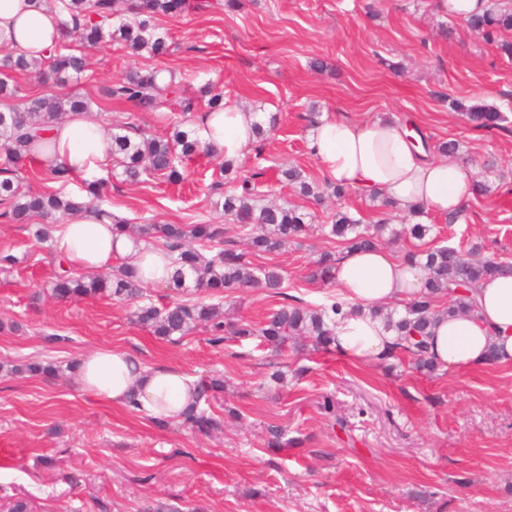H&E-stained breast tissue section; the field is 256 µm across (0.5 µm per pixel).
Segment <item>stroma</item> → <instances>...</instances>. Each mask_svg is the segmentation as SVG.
<instances>
[{
  "label": "stroma",
  "instance_id": "1",
  "mask_svg": "<svg viewBox=\"0 0 512 512\" xmlns=\"http://www.w3.org/2000/svg\"><path fill=\"white\" fill-rule=\"evenodd\" d=\"M187 2L181 15L159 19L172 37L168 55L135 58L116 43L89 53L73 86L93 100L105 127L127 123L157 136L171 128V114L102 99V87L128 69L175 72L190 96L218 85L226 101L260 120L278 117L276 130L238 160L240 175L261 171L264 202L303 206L319 224L339 208L367 223L387 220L381 246L401 258L413 242L400 236L397 214L355 195L314 205L280 171L290 163L325 183L308 148L309 113L407 116L431 140H458L465 170L487 160L499 169L488 178L490 193L473 195L456 224L428 216L430 244L476 245L512 261V127L480 130L449 106L478 97L512 119V57L436 0H240L234 10ZM315 59L326 70L312 69ZM187 171L179 184L113 180V213L135 224H220L226 239L238 240L210 191L225 179L218 160L199 156ZM342 249L313 233L252 256L254 266L278 267L283 286L225 297V315L258 324L292 298L323 303L335 288L309 273L322 253ZM0 250L19 259L0 270V512L18 498L31 512H142L160 502L180 512H512V364L429 372L403 354L384 362L310 347L275 353L254 338L215 346L202 325L166 340L132 322L128 302L53 298L59 258L29 225L0 218ZM104 345L199 381L223 377L214 408L236 409L238 420L206 437L94 399L72 365ZM48 361L59 366L57 378L9 371ZM276 370L286 373L285 386L271 385ZM327 398L333 411L322 407ZM270 425L300 447L268 448Z\"/></svg>",
  "mask_w": 512,
  "mask_h": 512
}]
</instances>
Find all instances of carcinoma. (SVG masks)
<instances>
[{"label":"carcinoma","instance_id":"obj_1","mask_svg":"<svg viewBox=\"0 0 512 512\" xmlns=\"http://www.w3.org/2000/svg\"><path fill=\"white\" fill-rule=\"evenodd\" d=\"M186 7V0H55L52 10L60 19L62 38L42 60L30 62L23 56L0 47V217L25 224L37 217L41 223L32 227V236L44 243L51 239L53 226L72 213L95 210L104 212L107 202L103 194L104 182L86 188L88 200L68 190L74 176L59 168L43 173V179L57 185L55 190L41 193L25 192L21 188L20 170L30 159L29 147L34 136L43 128L59 121L71 112L91 110L89 98L77 92H58L49 96L30 99L22 94L16 84L15 74L27 73L37 78H51L65 83L83 74L87 68L86 56L81 49L100 46L112 39L119 42L132 56L148 53L152 57L169 54L168 34L158 24L161 15L176 16ZM467 23L485 42L496 44L506 55H512V43L498 41L501 32L512 29V6L491 3L481 13H473ZM160 71L130 69L124 77L103 90L112 101L133 104L141 112H161L171 109L179 86L173 81L158 82ZM451 109L462 113L476 128L502 127L506 116L497 107L481 101L465 103L454 100ZM129 127L120 125L112 132V155L121 167L120 176L125 181L141 182L147 178H159L170 183L183 179L188 162L204 153L215 155L195 137L193 128L179 123L167 136L143 133L132 137ZM288 184L299 189L305 197L322 203L327 197L341 200L355 190L331 182L320 190L307 180L304 171L290 166L281 170ZM224 218L238 225L241 235L254 251L275 253L287 244L300 240L316 230L341 240L344 248H367L380 245L382 223L364 224L348 212L338 210L330 224L312 227L313 214L296 205L284 202L280 205L258 206V189L244 178L232 182L219 192ZM120 228L139 238H158L162 248L172 257L175 267L168 287L185 290L188 276L193 284L217 298L224 293H234L246 288L281 287L283 275L275 268L256 267L248 259V253L224 245V228L218 224H143L131 225L118 221ZM206 247L213 254H202ZM409 258L425 260L427 276L420 294L406 305V316L394 320L393 313L385 319L400 336L398 348L417 361L418 367L434 369L427 357L426 338L434 317L440 313L435 302L448 298V314H470L472 303L467 301L478 283L493 275L512 274V263L495 257H484L473 246H441L416 251ZM336 255L325 252L316 261L309 278L331 281V269ZM144 286L127 267H121L111 277L79 275L71 268H61L52 284V295L60 299H80L107 295L116 300L129 301L134 305L132 319L164 339L184 336L199 325L210 328L212 342L220 343L226 336L238 338L259 337L280 350L288 342L303 336L313 347L330 350L334 338L328 321L340 312L342 303L336 297L318 307L299 302L286 303L271 312L259 324L226 322L216 304H188L174 300L159 308L151 303L141 304ZM59 367L52 362L29 364L9 369L11 373L27 372L32 375L53 377ZM224 391V379L212 378L198 385L194 403L183 413L182 422L191 430L204 436L223 432L224 416L213 410L212 402Z\"/></svg>","mask_w":512,"mask_h":512}]
</instances>
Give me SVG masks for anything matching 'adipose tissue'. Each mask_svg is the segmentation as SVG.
I'll use <instances>...</instances> for the list:
<instances>
[{"label": "adipose tissue", "mask_w": 512, "mask_h": 512, "mask_svg": "<svg viewBox=\"0 0 512 512\" xmlns=\"http://www.w3.org/2000/svg\"><path fill=\"white\" fill-rule=\"evenodd\" d=\"M61 28L45 0H0V46L40 59ZM254 113L233 104L204 113L194 124L202 144L232 161L252 143ZM51 150L34 148L43 169L66 166L86 181L107 176L112 168V137L103 125L83 114L52 124L47 133ZM418 133L388 120L356 122L323 118L311 130L309 148L330 182L381 192L406 209L420 205L435 214L459 211L475 192V175L455 157L427 154ZM55 250L83 274H94L118 258L130 259L139 279L162 286L174 268L149 243L117 232L112 218L76 213L52 232ZM336 293L345 301L334 319L333 347L357 360L378 359L395 348L398 338L388 331L375 308L416 297L425 271L415 261L397 258L382 248L347 249L332 270ZM470 315L438 316L432 326L429 355L445 370H463L512 362V276L482 280L474 291ZM82 389L102 400L125 406L137 402L156 418L178 420L190 407L197 388L194 377L170 366L145 367L124 351L99 348L84 354L78 365Z\"/></svg>", "instance_id": "1"}]
</instances>
